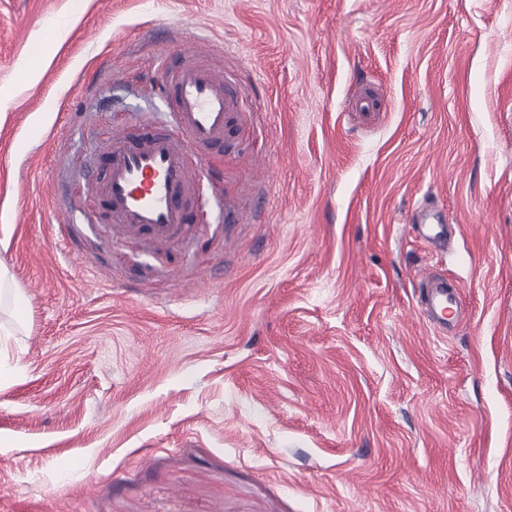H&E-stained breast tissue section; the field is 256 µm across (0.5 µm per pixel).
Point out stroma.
<instances>
[{
	"label": "stroma",
	"mask_w": 512,
	"mask_h": 512,
	"mask_svg": "<svg viewBox=\"0 0 512 512\" xmlns=\"http://www.w3.org/2000/svg\"><path fill=\"white\" fill-rule=\"evenodd\" d=\"M188 49L224 211L149 241L95 179ZM1 267L0 512H512V0H0ZM426 207L421 211L423 220L416 225L419 237L427 243H436L448 235V226L443 224L440 216L434 211L432 201L425 199ZM457 289L448 287V280L434 275L419 278L417 302L420 309L438 329H446L448 319L458 310Z\"/></svg>",
	"instance_id": "obj_1"
}]
</instances>
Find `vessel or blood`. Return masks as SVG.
<instances>
[{"instance_id":"b4317fda","label":"vessel or blood","mask_w":512,"mask_h":512,"mask_svg":"<svg viewBox=\"0 0 512 512\" xmlns=\"http://www.w3.org/2000/svg\"><path fill=\"white\" fill-rule=\"evenodd\" d=\"M166 84L174 127L147 122L137 137L113 135L99 177L98 196L113 223L152 241L171 238L186 224L206 155L223 145L236 107L223 75L197 62L169 73ZM422 217L416 226L422 240L435 243L447 236L448 227L433 207H425ZM417 301L439 329L458 310L456 289L431 274L420 277Z\"/></svg>"}]
</instances>
